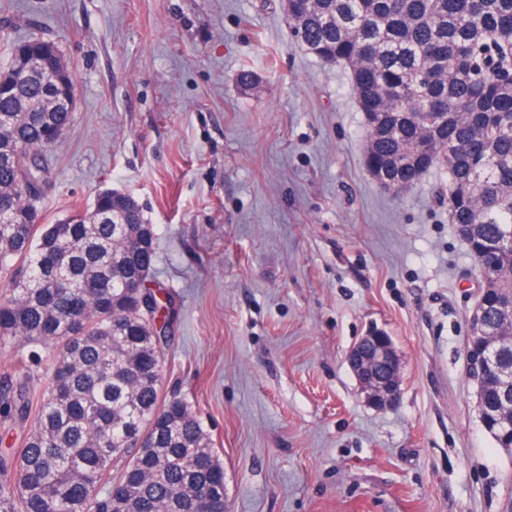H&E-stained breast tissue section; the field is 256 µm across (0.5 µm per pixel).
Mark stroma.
<instances>
[{"instance_id": "obj_1", "label": "stroma", "mask_w": 512, "mask_h": 512, "mask_svg": "<svg viewBox=\"0 0 512 512\" xmlns=\"http://www.w3.org/2000/svg\"><path fill=\"white\" fill-rule=\"evenodd\" d=\"M285 5L0 0V59L39 37L77 77L40 221L112 189L154 225L163 394L218 449L226 512H512V451L467 374L481 282L448 173L402 194L372 177L348 70L295 42ZM371 330L400 358L392 409L346 362Z\"/></svg>"}]
</instances>
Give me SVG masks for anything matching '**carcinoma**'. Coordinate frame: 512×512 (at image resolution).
Masks as SVG:
<instances>
[{
	"mask_svg": "<svg viewBox=\"0 0 512 512\" xmlns=\"http://www.w3.org/2000/svg\"><path fill=\"white\" fill-rule=\"evenodd\" d=\"M298 45L349 69L367 126L366 166L404 193L436 166L448 169V213L471 225L493 336L512 333V84L482 78L479 51L512 35V0H288ZM32 66L12 73L17 47ZM40 42L9 46L0 68V341L37 364L52 352L44 389L29 377L0 388V420L29 425L0 454V512H224V466L195 411L162 396L164 351L152 321L172 308L149 286L156 233L132 197L98 194L91 209L38 223L36 203L52 132L72 107L54 103ZM123 222L99 223L100 213ZM70 283L57 281L59 269Z\"/></svg>",
	"mask_w": 512,
	"mask_h": 512,
	"instance_id": "cac0c4a2",
	"label": "carcinoma"
}]
</instances>
